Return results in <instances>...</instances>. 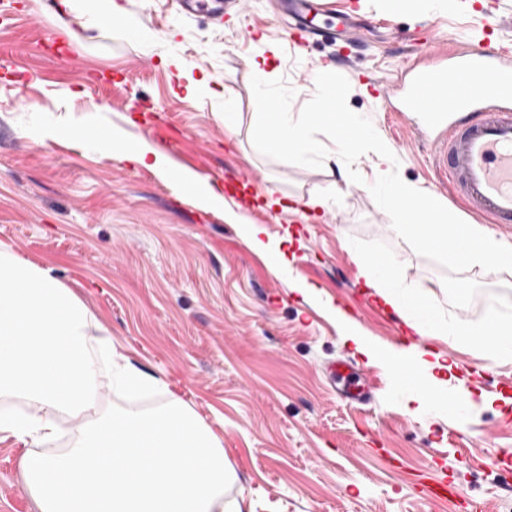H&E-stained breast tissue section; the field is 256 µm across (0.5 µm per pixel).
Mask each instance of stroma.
<instances>
[{
    "mask_svg": "<svg viewBox=\"0 0 512 512\" xmlns=\"http://www.w3.org/2000/svg\"><path fill=\"white\" fill-rule=\"evenodd\" d=\"M119 2L152 42L63 0H0V247L70 288L113 352L162 380L161 398L189 403L224 446L233 472L224 500L243 512H500L512 495V463L502 461L512 454V359L407 329L366 291L358 260L393 259L399 286L424 295L442 323L512 315V271L467 269L482 290L451 308L444 268L401 239L375 203L374 154L355 162L356 184L338 155L313 169L255 150L252 61L286 80L297 114L315 94L310 69L331 53L323 40L290 49L272 0H250L243 21L221 25L169 0ZM326 2L353 9L366 28L343 71L349 108L372 121L403 180L467 218L463 201L436 190L430 149L403 140L359 76L393 77L427 40L478 42L492 20L512 47V0H496L490 16L474 0H405L396 16L386 0ZM82 70L89 80L78 79ZM199 78L207 92H188ZM228 102L238 114L231 130ZM79 124L154 144L176 169L222 187L223 208L200 207L110 149H75L65 129ZM271 195L284 207H266ZM317 195L327 206L308 209ZM228 210L239 223L225 220ZM246 224L263 227L289 266L253 251ZM347 319L377 345L439 354L456 373L449 388L464 384L465 406L455 415L408 407L393 369L344 341ZM343 356L372 384L365 402L342 399L323 372ZM25 452L0 433V512H38L21 486ZM435 480L447 498L428 496Z\"/></svg>",
    "mask_w": 512,
    "mask_h": 512,
    "instance_id": "stroma-1",
    "label": "stroma"
}]
</instances>
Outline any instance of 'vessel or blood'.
Instances as JSON below:
<instances>
[{"mask_svg": "<svg viewBox=\"0 0 512 512\" xmlns=\"http://www.w3.org/2000/svg\"><path fill=\"white\" fill-rule=\"evenodd\" d=\"M285 14L295 43L351 29L350 15L324 0H287ZM365 85L382 111L397 113L415 140L429 145L439 186L472 216L512 228V53L497 34L451 52L422 46L420 59L403 61L398 78L370 75ZM328 372L345 393L358 390L348 361Z\"/></svg>", "mask_w": 512, "mask_h": 512, "instance_id": "b4317fda", "label": "vessel or blood"}]
</instances>
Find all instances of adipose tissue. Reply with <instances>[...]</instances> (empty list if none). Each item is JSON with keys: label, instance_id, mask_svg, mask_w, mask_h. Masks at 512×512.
<instances>
[{"label": "adipose tissue", "instance_id": "obj_1", "mask_svg": "<svg viewBox=\"0 0 512 512\" xmlns=\"http://www.w3.org/2000/svg\"><path fill=\"white\" fill-rule=\"evenodd\" d=\"M113 144L122 148L121 160L152 169L161 178H176L182 190L192 194L204 206L220 209L224 206V197L216 193L207 180L195 173L175 172L167 155L151 143L116 134L112 137ZM361 276L367 285L374 289L383 302L399 314L412 316L418 326L432 328L435 335H463L466 342L487 349L495 357H512V317L497 315L488 324L479 325L466 331L458 326H445L434 323L431 307L427 300L420 296H409L399 291L390 274L391 264L373 258L361 259L359 263ZM494 328V335H487V328ZM346 338L352 342L358 353L367 359L378 358L390 366L406 365L414 375V382L408 389V399L418 405L435 404L440 407L448 405V381L444 378L443 363L431 361L425 351L409 352L402 349H380L368 342L355 326H347Z\"/></svg>", "mask_w": 512, "mask_h": 512}]
</instances>
